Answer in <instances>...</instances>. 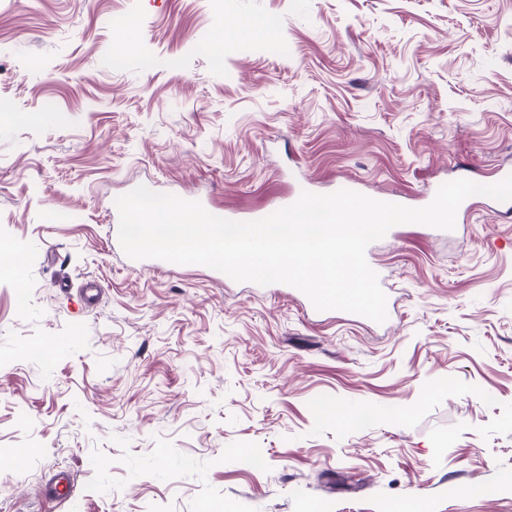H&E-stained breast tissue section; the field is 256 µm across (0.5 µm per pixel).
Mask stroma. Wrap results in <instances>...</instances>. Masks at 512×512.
<instances>
[{"instance_id":"1","label":"stroma","mask_w":512,"mask_h":512,"mask_svg":"<svg viewBox=\"0 0 512 512\" xmlns=\"http://www.w3.org/2000/svg\"><path fill=\"white\" fill-rule=\"evenodd\" d=\"M0 98V243L22 256L0 275V512H512L497 200L370 244L381 324L134 269L109 234L141 185L247 219L304 184L421 208L467 172L495 183L512 0H0ZM60 468L73 493L45 499Z\"/></svg>"}]
</instances>
